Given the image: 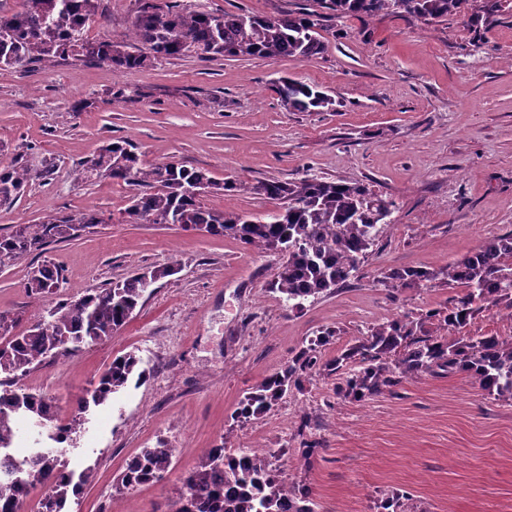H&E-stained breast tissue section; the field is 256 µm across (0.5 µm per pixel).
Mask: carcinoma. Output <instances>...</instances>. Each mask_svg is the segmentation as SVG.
<instances>
[{"label":"carcinoma","mask_w":512,"mask_h":512,"mask_svg":"<svg viewBox=\"0 0 512 512\" xmlns=\"http://www.w3.org/2000/svg\"><path fill=\"white\" fill-rule=\"evenodd\" d=\"M102 0H21L18 9L0 11V68H16L61 56H76L115 70L145 69L160 59L180 56L209 58H285L307 60L323 54L324 15L369 19L379 14H408L425 21L459 15L466 0H319V9L278 15L242 12L213 13L184 0H139L129 40L88 39L85 27L99 14ZM278 93H288L289 108L320 111L332 99L318 87L299 79L279 81ZM37 171L26 161L0 166V185L20 199ZM82 180L120 179L137 187L126 208L131 224H159L172 220L189 228L213 224V234L229 236L262 253L282 251L287 258L275 268L271 286L294 308L346 283L365 261L369 249L390 224L395 208L390 198L364 183L305 176L294 181L267 180L254 193L279 204L269 220L251 214L223 212L205 206L185 187L203 186L205 194L226 195L240 189L231 178L215 179L203 170L167 162L145 164L127 140L102 146L78 170ZM96 212L59 217L46 214L36 224H22L0 235V267L41 251L53 241L76 235L75 226L103 224ZM38 285L27 292L41 300L55 293L61 270L43 263L35 268ZM174 274L166 266L136 273L122 282L92 288L77 299L46 309L25 330L16 333L15 319L0 313V374L27 373L47 358L77 352L109 338L126 324L147 291L146 277L159 280ZM448 287L459 289L446 310L430 309L419 319L394 318L373 326L366 337L337 357L322 361V348L337 331L327 328L288 361L281 371L257 383L241 400L233 419L246 422L274 408L291 390L302 391L316 375L336 376V397L364 401L420 372H464L481 390L498 401H512V336H465L453 341L434 336L424 325L443 318L457 331L478 312L501 304L512 309V232L493 236L475 252L446 270ZM437 274L423 268L393 270L381 283L397 290L424 286ZM145 371L133 353L115 357L98 380L74 400V414L63 421L53 398L38 391L8 389L0 381V448L11 447L21 416L33 418L55 431L57 442L74 444L85 413L125 388L141 382ZM175 449L160 439L142 449L118 478V489H133L162 480L169 472ZM276 452L252 448H208L197 466L186 471L166 512H315L306 487L280 478ZM90 472L79 477L47 454L30 458L25 473L8 470L0 477V512H18L23 488L46 482L42 512H65L71 496L80 494Z\"/></svg>","instance_id":"obj_1"}]
</instances>
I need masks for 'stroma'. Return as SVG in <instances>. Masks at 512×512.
Returning a JSON list of instances; mask_svg holds the SVG:
<instances>
[{"label": "stroma", "instance_id": "35a3bbf8", "mask_svg": "<svg viewBox=\"0 0 512 512\" xmlns=\"http://www.w3.org/2000/svg\"><path fill=\"white\" fill-rule=\"evenodd\" d=\"M197 2L260 15L315 6ZM137 6L103 0L85 35L127 39ZM325 37L326 52L305 61L181 56L118 71L65 56L0 69V163L23 155L50 167L15 204L0 205V235L49 212L105 217L0 270V313L21 330L41 315L46 304L25 283L46 261L63 272L57 302L142 270L178 268L112 338L12 383L54 396L65 419L115 356L135 353L148 373L88 413L67 458L92 476L67 512H165L183 473L218 446L283 451V479L308 488L316 512H377L396 492L417 512H512V403L488 397L466 373L422 372L362 402L336 398L334 379L320 376L264 416L232 417L248 389L322 329L337 331L329 359L373 325L445 306L455 294L449 264L512 231V0H467L464 14L439 22L335 17ZM286 76L318 86L332 106L290 110L275 91ZM125 138L145 163L238 180L240 191L205 197L219 211L270 217L277 204L253 185L307 175L369 184L396 208L348 282L296 310L271 287L277 256L176 224L125 223L134 187L77 180L81 161ZM409 267L437 278L397 291L382 285L384 273ZM161 438L176 450L166 477L115 492L126 462ZM306 438L318 443L308 464Z\"/></svg>", "mask_w": 512, "mask_h": 512}]
</instances>
